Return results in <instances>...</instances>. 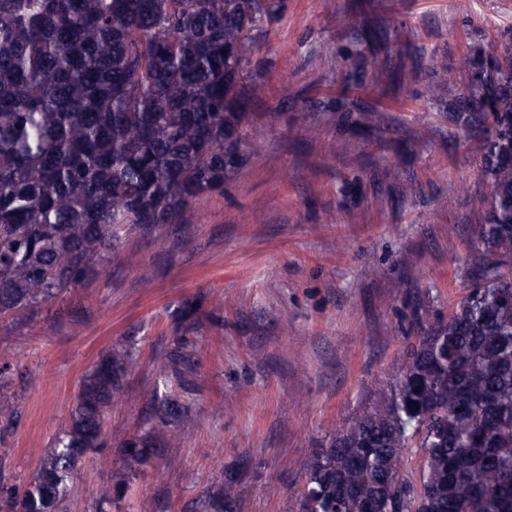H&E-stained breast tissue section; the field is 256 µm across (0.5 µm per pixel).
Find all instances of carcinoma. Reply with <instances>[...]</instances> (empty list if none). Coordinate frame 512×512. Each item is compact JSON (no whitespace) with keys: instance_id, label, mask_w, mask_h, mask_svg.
Masks as SVG:
<instances>
[{"instance_id":"carcinoma-1","label":"carcinoma","mask_w":512,"mask_h":512,"mask_svg":"<svg viewBox=\"0 0 512 512\" xmlns=\"http://www.w3.org/2000/svg\"><path fill=\"white\" fill-rule=\"evenodd\" d=\"M284 0H0V316L55 303L137 229L177 224L248 145L262 92L243 72ZM453 112L490 195L466 293L370 407L305 460L298 512H512V47L468 58ZM130 351L85 375L68 427L0 512H63L73 474L107 447L105 413ZM189 360L171 355L177 381ZM188 407L153 394L156 435ZM153 451L133 448L117 485ZM421 453L419 473L390 477ZM231 478L202 512H235Z\"/></svg>"}]
</instances>
